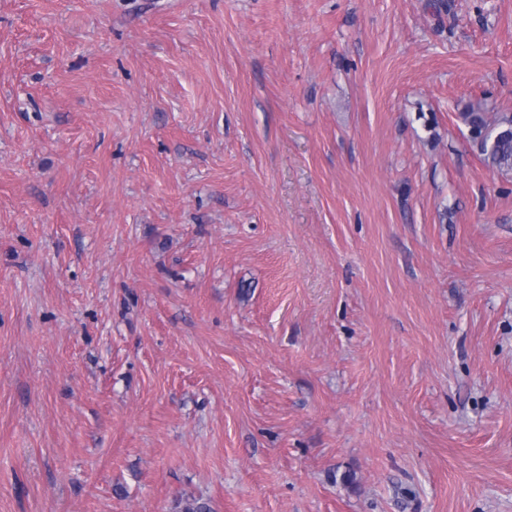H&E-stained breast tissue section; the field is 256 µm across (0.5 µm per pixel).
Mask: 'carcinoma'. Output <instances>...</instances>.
Segmentation results:
<instances>
[{
    "mask_svg": "<svg viewBox=\"0 0 512 512\" xmlns=\"http://www.w3.org/2000/svg\"><path fill=\"white\" fill-rule=\"evenodd\" d=\"M484 159L500 171H512V116L491 117L481 108L470 106L460 113ZM175 512H212L209 502L201 497H180Z\"/></svg>",
    "mask_w": 512,
    "mask_h": 512,
    "instance_id": "1",
    "label": "carcinoma"
}]
</instances>
